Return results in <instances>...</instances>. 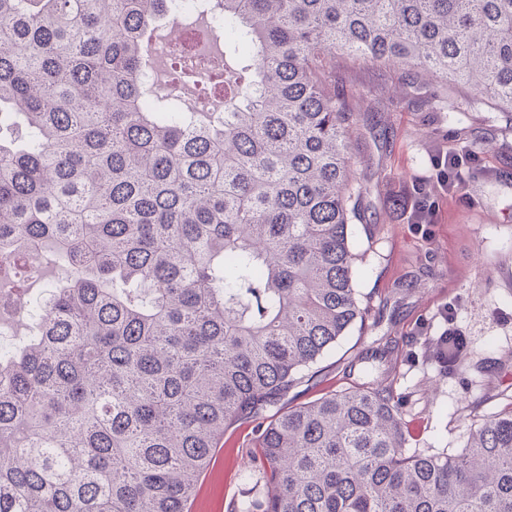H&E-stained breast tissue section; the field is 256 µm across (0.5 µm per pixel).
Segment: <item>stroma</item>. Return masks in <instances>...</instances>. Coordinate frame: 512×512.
I'll list each match as a JSON object with an SVG mask.
<instances>
[{"label": "stroma", "mask_w": 512, "mask_h": 512, "mask_svg": "<svg viewBox=\"0 0 512 512\" xmlns=\"http://www.w3.org/2000/svg\"><path fill=\"white\" fill-rule=\"evenodd\" d=\"M354 88L378 86L392 99L389 111L365 116L361 157L375 172L367 221L351 227L363 259L356 286L362 298L385 304L378 328L351 331L336 352L325 357L310 385L300 386L309 401L362 378L359 359L376 337L397 343L391 372L402 397V418L411 445L427 454L456 452L466 445L471 426L512 403V112L481 105L470 112H431L404 101L400 89L384 84L367 63L343 68ZM468 149L476 159L466 169L468 203L442 200L428 234L397 223L398 192L433 172L435 155ZM41 276L15 266L12 287L21 300L39 297L50 284L66 281L69 271L33 259ZM453 306L451 320L442 311ZM470 342L466 365L440 372L425 350L448 326ZM505 363L501 374L486 375L485 357ZM256 425L242 421L226 430L203 475L191 512H233L236 503L263 492L259 477L243 479Z\"/></svg>", "instance_id": "stroma-1"}]
</instances>
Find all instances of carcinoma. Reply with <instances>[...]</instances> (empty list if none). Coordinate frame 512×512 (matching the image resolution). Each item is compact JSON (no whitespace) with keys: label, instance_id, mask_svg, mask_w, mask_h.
<instances>
[{"label":"carcinoma","instance_id":"carcinoma-1","mask_svg":"<svg viewBox=\"0 0 512 512\" xmlns=\"http://www.w3.org/2000/svg\"><path fill=\"white\" fill-rule=\"evenodd\" d=\"M248 79L224 112L154 94L175 0H0V256L70 270L0 342V512H188L226 429L256 423L236 512H512V406L455 454L409 447L395 382L281 404L376 310L354 284L343 61L409 103L512 112V0H206ZM450 327L429 346L465 362ZM275 412H270V409Z\"/></svg>","mask_w":512,"mask_h":512}]
</instances>
